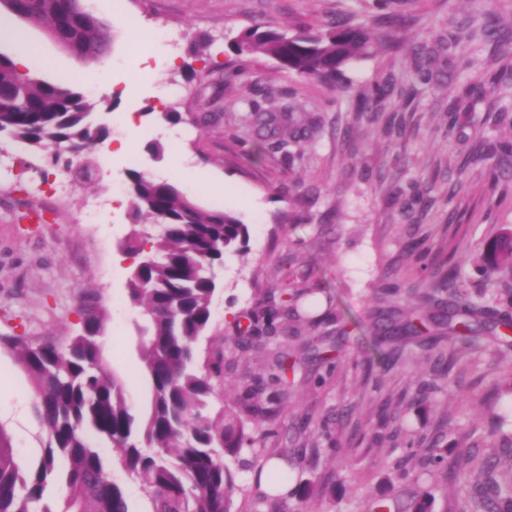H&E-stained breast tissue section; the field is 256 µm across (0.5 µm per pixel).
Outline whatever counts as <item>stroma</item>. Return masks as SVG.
I'll list each match as a JSON object with an SVG mask.
<instances>
[{"mask_svg":"<svg viewBox=\"0 0 512 512\" xmlns=\"http://www.w3.org/2000/svg\"><path fill=\"white\" fill-rule=\"evenodd\" d=\"M373 0H84L87 10L111 27L109 55L98 64L81 60L39 27L14 19L38 46V77L50 82L94 85L95 98L115 101L112 112L96 111L110 134L95 154L110 164L94 186L53 193L62 177L45 153L0 139V335L47 336L62 341L82 322L85 291L96 294L108 315L106 365L120 375L134 406L148 396L136 345V311L127 300L131 260L121 246L132 225L127 194L113 185L127 182L128 158L115 153L127 138L119 120L132 110L141 119L134 148L141 169L155 178L175 180L172 162L182 156L199 168V184L183 190L203 206L235 214L250 230L248 250L225 257L217 272L221 289L213 322L198 344L199 366L221 362L210 402L220 409L261 372L270 349L313 342L314 350L288 376V397L279 416H246L242 425L252 445L226 464L238 475L235 512H266L253 484L260 449L316 446L318 455L295 481L325 486L326 495L306 501L290 498L292 512H367L363 489L373 497L406 501L416 484L433 496V512H458L472 484L465 474L426 475L419 458L405 445L456 450L461 435L480 439L478 456L492 452L494 422L512 427V395L499 392L512 357L490 349L464 350L447 335L427 334L423 344L393 354L373 330L372 296L384 285L421 294L448 272L453 252L482 247L512 229V155L478 163L498 139L512 135V54L460 39L454 53L461 62L452 77L419 86L414 99L393 94L380 115L358 108L382 75L409 84L413 68L394 42L378 46L348 68L346 91L283 72L260 56L241 62L228 49L244 28L271 22L292 33L319 26L339 15L362 20ZM406 36L447 37L455 22L472 16L493 20L512 35V0H402ZM151 39H143L140 27ZM205 35L212 45L189 58L187 37ZM488 73L506 71L496 94L475 103L453 134H446L448 102L470 82L466 62ZM242 68L239 81L221 89L216 65ZM179 88L177 97L164 86ZM184 119L172 124L166 106ZM292 107L314 130L300 147L276 139L254 143L250 116L254 106ZM207 116L205 128L191 119ZM161 147L154 155L150 144ZM426 189L427 206H409L395 193L397 181ZM106 199L99 223L83 221L85 204ZM313 270L333 296L338 310L355 325L346 335L335 319L294 332L280 317L282 279L291 268ZM276 311L272 328H260L247 345L235 341V325L251 315ZM343 353L338 367L328 359ZM450 364L446 388L420 396L424 369ZM35 395L12 355L0 350V427L11 438L22 467L43 453L46 434L37 420ZM349 458L342 471L335 449ZM403 463L411 478H398Z\"/></svg>","mask_w":512,"mask_h":512,"instance_id":"1","label":"stroma"}]
</instances>
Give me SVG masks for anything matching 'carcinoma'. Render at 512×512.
I'll return each mask as SVG.
<instances>
[{
  "label": "carcinoma",
  "mask_w": 512,
  "mask_h": 512,
  "mask_svg": "<svg viewBox=\"0 0 512 512\" xmlns=\"http://www.w3.org/2000/svg\"><path fill=\"white\" fill-rule=\"evenodd\" d=\"M3 6L89 63L110 53V26L90 14L82 0H5ZM405 24L393 12L375 15L369 24L337 18L320 29L295 33L261 23L242 31L231 49L238 57L270 56L285 72L334 87L345 68L370 54L373 32L398 31ZM413 55L420 80L430 81L425 47L415 45ZM395 90V78L388 76L360 106L379 112ZM496 92L495 78L482 76L463 95L476 101ZM101 104L113 110L112 102L96 100L71 84L49 83L20 71L0 52V136L37 151L63 143L76 148L85 158L67 163L66 169L81 185L94 180L97 166L89 153L109 134L91 121ZM471 109L473 105L454 99L448 106V132L459 123V114ZM279 122L276 113L256 108L258 135L278 128ZM128 180L133 229L124 252L139 261L130 271L127 290L131 306L147 323L136 325L147 402L141 409L132 405L125 381L107 371V316L91 294L85 297L81 330L64 342L0 336V350L16 357L32 383L35 414L48 436L39 462L22 470L0 427V512H55L43 503L51 483L63 490L60 512H130L125 490L108 470L104 446L130 476L144 482L153 512H232L236 472L222 455H237L246 442L240 414L274 417L284 407L285 373L297 367L302 347L275 351L254 386L217 411L210 405V375H222L221 364H211L207 374L197 367V344L213 319L214 268L226 254L241 251L248 226L225 210L200 207L172 181L137 169L130 170ZM472 262L482 265L490 278H512V232L501 233L480 253H461L444 280L423 294L422 312L405 314L398 306L399 289L384 287L380 299L385 306L377 312L375 333L391 342L429 327L446 329L448 341L462 349L475 346L483 331L505 335L512 328V313L499 309L483 292L471 293L464 268ZM289 277L292 291L283 314L298 333V323H314L301 314L298 302L313 305L311 298L320 288L302 271ZM492 435L497 448L491 455L478 460L466 451L457 456L460 470H478L463 512H512V433L495 428ZM446 454L445 448L427 449L425 465L436 477L448 475L438 468ZM267 456L285 459L294 468L305 462L302 452L286 448H270ZM431 506V494L420 487L397 512H431Z\"/></svg>",
  "instance_id": "obj_1"
}]
</instances>
